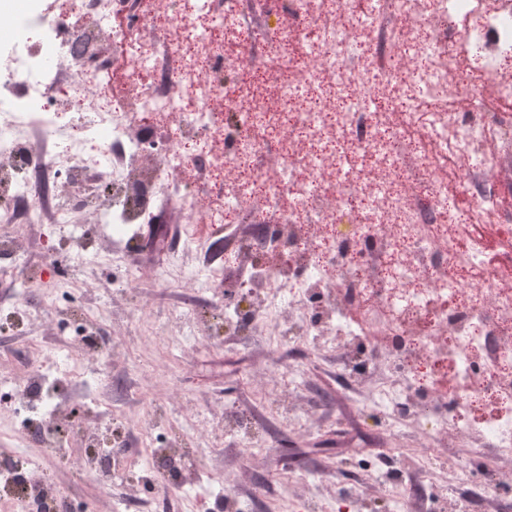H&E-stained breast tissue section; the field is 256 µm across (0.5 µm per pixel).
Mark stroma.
Instances as JSON below:
<instances>
[{"label":"stroma","mask_w":512,"mask_h":512,"mask_svg":"<svg viewBox=\"0 0 512 512\" xmlns=\"http://www.w3.org/2000/svg\"><path fill=\"white\" fill-rule=\"evenodd\" d=\"M11 230L23 243V262L35 269L52 266L57 278L67 280L70 290L84 289L86 302L97 303L111 311L115 329L127 343L129 352L140 354L157 366V374L131 383L122 375L123 360H113L105 369L107 379L102 383L105 398L130 406L145 417L151 411L152 396L168 380L182 396L181 401L169 407L173 422H182V402L186 399L207 408L219 399L224 405L253 412L258 426L268 437L269 448L247 468L241 466L231 444L225 442L214 448L200 467L199 484L195 489L197 499L202 502V512H211L206 498L215 475L223 476L226 486L246 500L249 512H285L289 500L298 498L300 489L297 472L281 456L282 450L290 446L306 452L309 470L324 474L325 480L316 494L326 512H332L336 501L343 498L354 471L372 462V455L354 453L347 443L355 431L373 435L381 431L382 425L379 417L369 412L361 415L359 424L349 422L360 392L342 390L335 351L300 347L286 356H279L274 332L268 326L256 328L253 336L244 342L227 336L217 310L209 308L204 300L192 299L179 281H165L164 276L171 266L166 250L148 247L145 237L135 236L120 244L119 249L145 272L139 292L149 307V327L163 326L175 311L188 305L194 306L207 324L199 344L183 353L165 337L142 341L132 326L134 304L119 290L110 264L87 267L79 278H71V261L66 252L56 246L55 225L20 222L13 224ZM66 334L60 308L56 305L42 304L40 317L23 324L1 319L0 374L21 376L35 363L37 355L27 344L29 337H44L53 347ZM282 358L306 372L308 387L298 394L297 400L309 416L307 427L291 424L267 401L266 372ZM70 446L71 462L45 458L49 477L64 494L85 500L99 499L100 512H113V498L100 496L96 483L73 464L74 459L84 455V443L74 439ZM259 480L270 485L272 497L252 500V487Z\"/></svg>","instance_id":"1"}]
</instances>
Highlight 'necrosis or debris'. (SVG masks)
<instances>
[{
	"label": "necrosis or debris",
	"instance_id": "4bbe7bcc",
	"mask_svg": "<svg viewBox=\"0 0 512 512\" xmlns=\"http://www.w3.org/2000/svg\"><path fill=\"white\" fill-rule=\"evenodd\" d=\"M0 0V195L30 222L51 219L83 267L108 260L134 295L141 267L94 245L158 221L169 194L185 217L179 247L199 261L181 278L199 297L236 288L252 304L224 309V327H279L281 350L335 349L345 388L365 386L361 409L380 414L393 447L419 445L415 483L360 471L349 505L373 495L406 512L441 467L453 481L438 512L512 506V0H284L286 22L250 35L245 0H184L139 13L135 0ZM234 77L225 80V66ZM102 198L85 223L90 180ZM464 196L466 209L451 208ZM250 226L223 241L210 229ZM246 262L229 279L228 271ZM18 320L43 274L15 267ZM76 357L43 351L28 374L0 375L46 453L88 452L79 467L103 494L123 484L124 512H159L167 482L189 499L180 463L231 434L245 461L264 444L243 413L192 407L184 447H151L150 466L126 470L127 419L104 422L91 396L100 359L121 348L105 310H74ZM471 438L501 466L472 482L448 450ZM8 512H98L51 482L41 458L0 459Z\"/></svg>",
	"mask_w": 512,
	"mask_h": 512
}]
</instances>
